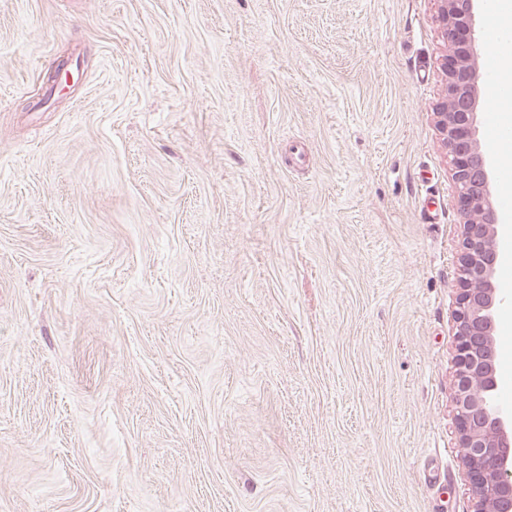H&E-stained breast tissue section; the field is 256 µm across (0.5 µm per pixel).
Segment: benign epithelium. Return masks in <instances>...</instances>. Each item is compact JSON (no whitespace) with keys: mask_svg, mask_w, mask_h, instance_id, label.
Here are the masks:
<instances>
[{"mask_svg":"<svg viewBox=\"0 0 512 512\" xmlns=\"http://www.w3.org/2000/svg\"><path fill=\"white\" fill-rule=\"evenodd\" d=\"M448 41L446 94L433 112L451 156L464 214L458 258L454 411L460 461L469 478L472 512H512V414L495 403L501 354L495 316L502 298L493 279L505 261L504 224L494 207L486 157L478 139L479 43L477 0H436Z\"/></svg>","mask_w":512,"mask_h":512,"instance_id":"7a95c632","label":"benign epithelium"}]
</instances>
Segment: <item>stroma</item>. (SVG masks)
Listing matches in <instances>:
<instances>
[{"instance_id":"1","label":"stroma","mask_w":512,"mask_h":512,"mask_svg":"<svg viewBox=\"0 0 512 512\" xmlns=\"http://www.w3.org/2000/svg\"><path fill=\"white\" fill-rule=\"evenodd\" d=\"M448 51L436 0H0V512H471Z\"/></svg>"}]
</instances>
